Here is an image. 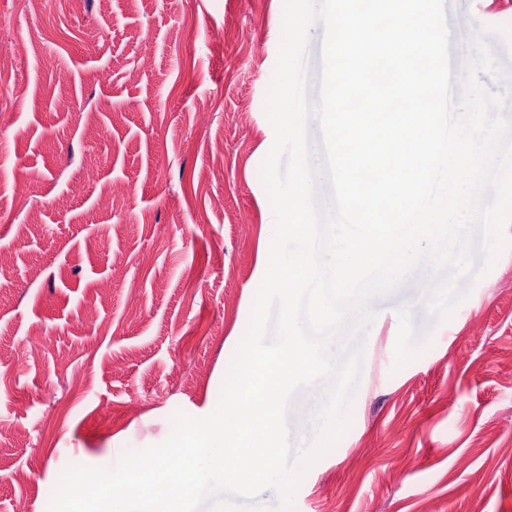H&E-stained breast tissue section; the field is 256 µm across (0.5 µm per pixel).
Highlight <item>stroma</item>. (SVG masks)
I'll return each mask as SVG.
<instances>
[{"label":"stroma","mask_w":512,"mask_h":512,"mask_svg":"<svg viewBox=\"0 0 512 512\" xmlns=\"http://www.w3.org/2000/svg\"><path fill=\"white\" fill-rule=\"evenodd\" d=\"M512 74V0H448ZM284 0H0V512L216 407L267 268ZM266 42V53L256 46ZM26 47L21 61L14 48ZM124 187L116 209L100 196ZM420 355L376 299L350 425L288 512H512V219Z\"/></svg>","instance_id":"35a3bbf8"}]
</instances>
